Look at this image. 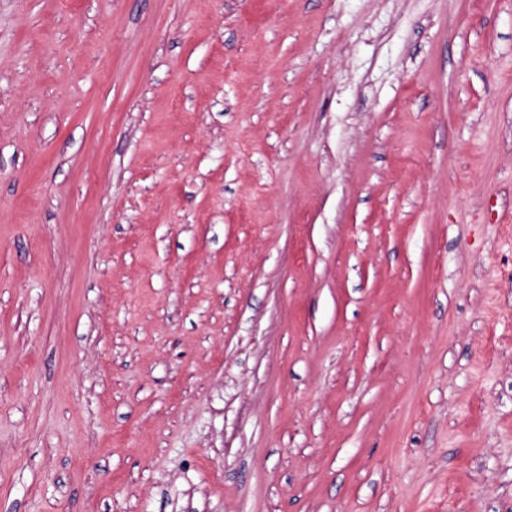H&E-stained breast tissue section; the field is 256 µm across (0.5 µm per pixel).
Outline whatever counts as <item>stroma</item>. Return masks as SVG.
<instances>
[{
    "label": "stroma",
    "instance_id": "obj_1",
    "mask_svg": "<svg viewBox=\"0 0 512 512\" xmlns=\"http://www.w3.org/2000/svg\"><path fill=\"white\" fill-rule=\"evenodd\" d=\"M0 512H512V0H0Z\"/></svg>",
    "mask_w": 512,
    "mask_h": 512
}]
</instances>
